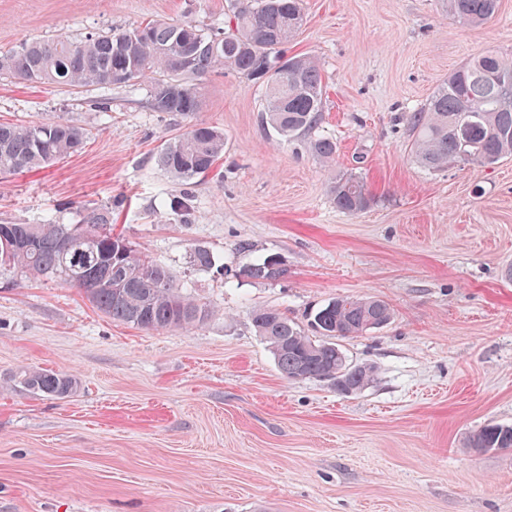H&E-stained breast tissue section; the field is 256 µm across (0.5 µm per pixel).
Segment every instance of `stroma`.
<instances>
[{"label":"stroma","mask_w":512,"mask_h":512,"mask_svg":"<svg viewBox=\"0 0 512 512\" xmlns=\"http://www.w3.org/2000/svg\"><path fill=\"white\" fill-rule=\"evenodd\" d=\"M231 0H0V51L150 19L220 27ZM292 55L326 85L319 134L282 140L261 86L229 70L202 81L203 111L154 112L144 87L73 90L0 77V122L57 117L83 149L0 177V224L77 223L86 205L168 267L211 311L191 330L112 321L59 279L0 272V512H512V451L465 446L512 425V156L432 171L416 163L407 113L473 55L512 57V0L478 26L446 0H303ZM221 128L224 153L188 181L159 165L188 126ZM371 197L337 209L331 175ZM185 198L188 210L163 204ZM247 241L249 250L238 248ZM223 263L198 269L195 251ZM275 256L286 274L241 271ZM379 298L387 325L340 340L373 382L345 396L279 371L250 313L302 327L339 297ZM76 376L73 397L26 391L23 369Z\"/></svg>","instance_id":"1"}]
</instances>
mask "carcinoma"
<instances>
[{"label": "carcinoma", "instance_id": "obj_1", "mask_svg": "<svg viewBox=\"0 0 512 512\" xmlns=\"http://www.w3.org/2000/svg\"><path fill=\"white\" fill-rule=\"evenodd\" d=\"M464 24L493 18L499 0H449ZM304 21L302 0H236L228 28L204 30L185 19L150 20L110 29L79 41L68 37L31 39L0 52V76L40 85L82 88L99 85L147 86L155 112H200L199 82L229 68L265 90L263 120L288 138L318 129L324 82L318 61L290 56L286 47ZM136 45L129 46L130 37ZM414 132L417 163L431 170L451 165H492L512 156V60L483 51L451 72L407 117ZM81 127L65 119L27 125L0 123V176L43 168L84 147ZM313 153L324 162L336 155V142L319 135ZM224 153V132L196 123L168 139L158 162L172 177L187 180L209 173ZM336 207L357 214L370 204L364 183L336 176L331 185ZM110 212L86 208L76 224L47 219L40 224H0V268L29 278L58 277L79 289L89 303L114 322L144 330L198 326L208 307L182 292L173 272L147 259L112 233ZM194 265L224 273L212 253H194ZM285 269L272 256L245 269L253 279L275 281ZM380 299L340 297L319 309L312 327L322 336H361L390 321ZM255 332L269 346L279 371L291 380H322L346 362L335 342L316 340L276 308L251 313ZM375 367L352 365L347 383L357 391L373 380ZM20 384L35 394L63 399L77 391L73 376L52 370H27ZM475 453L512 449V426L488 423L471 434Z\"/></svg>", "mask_w": 512, "mask_h": 512}]
</instances>
